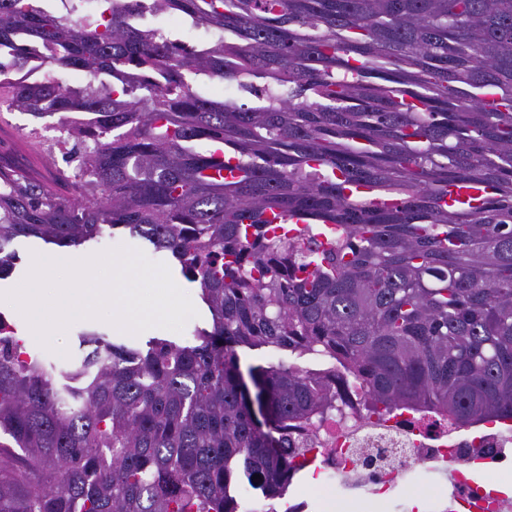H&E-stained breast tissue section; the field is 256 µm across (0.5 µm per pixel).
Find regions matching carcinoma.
Listing matches in <instances>:
<instances>
[{
	"mask_svg": "<svg viewBox=\"0 0 512 512\" xmlns=\"http://www.w3.org/2000/svg\"><path fill=\"white\" fill-rule=\"evenodd\" d=\"M103 2L77 26L84 0H0V107L91 115L62 126L51 181L0 163V280L20 237L80 247L108 227L171 255L211 327L143 344L88 327L58 363L0 324V512L284 497L303 469L288 429L335 396L297 363L252 366L257 421L241 347L335 361L376 411L512 420V0H157L223 31L197 49L140 0ZM450 186L485 194L450 204ZM269 212L303 227L277 233ZM186 80L197 93L206 97L221 98L225 95L229 98L232 95L230 92H227L231 85H224L223 91L216 80L193 75H187Z\"/></svg>",
	"mask_w": 512,
	"mask_h": 512,
	"instance_id": "obj_1",
	"label": "carcinoma"
}]
</instances>
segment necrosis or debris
<instances>
[{
  "instance_id": "necrosis-or-debris-1",
  "label": "necrosis or debris",
  "mask_w": 512,
  "mask_h": 512,
  "mask_svg": "<svg viewBox=\"0 0 512 512\" xmlns=\"http://www.w3.org/2000/svg\"><path fill=\"white\" fill-rule=\"evenodd\" d=\"M327 378L336 394L335 409L298 432L309 458L319 459L326 485L341 493L363 486L376 497L410 474L448 463L454 467L449 507L481 500L484 512H512L511 499L489 498L488 488L473 484L461 471L475 458L495 469L511 463L512 429L488 427L473 436L431 414H393L382 420L368 407L360 380L337 366L328 368Z\"/></svg>"
}]
</instances>
